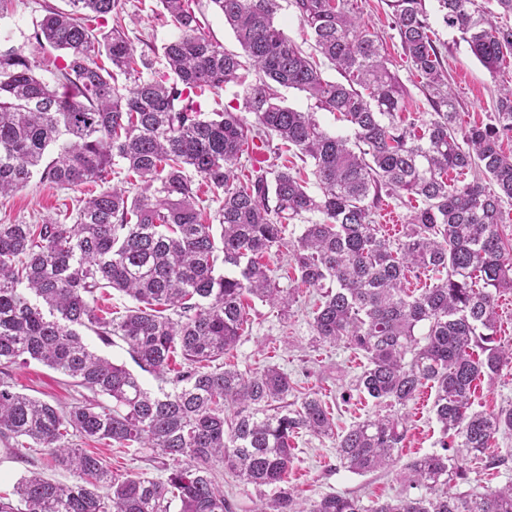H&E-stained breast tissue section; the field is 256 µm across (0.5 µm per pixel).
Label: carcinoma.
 <instances>
[{"label": "carcinoma", "instance_id": "carcinoma-1", "mask_svg": "<svg viewBox=\"0 0 512 512\" xmlns=\"http://www.w3.org/2000/svg\"><path fill=\"white\" fill-rule=\"evenodd\" d=\"M67 2L33 35L39 48L63 52L42 62L50 77L36 74L21 51L0 49V197L36 175L68 190L104 183L121 162L140 186L101 188L73 224H0V442L12 455L39 448L76 478L23 476L12 496L0 495V512H233L219 465L246 484L278 488L255 512H512V483L449 492L466 479V461L512 432V407L472 410L477 382L512 364V348L496 341V297L512 288V233L501 221L502 202L512 200V78L502 82L490 123L458 127L425 0H388L391 29L433 110L426 139H416L396 120L407 91L359 20L358 0H293L315 52L340 81L324 78L314 55L277 25V0H209L245 63L203 31L195 0H160L177 31L161 47V77L122 26L106 28L123 0ZM436 2L442 22L497 77L512 57V26L474 0ZM119 74L129 88L120 89ZM231 82L244 88L242 107L203 111L198 98ZM279 87L339 113L352 136L324 131L314 113L286 105ZM271 138L310 161L317 191L286 164L270 180L240 181L250 142ZM466 169L481 178L448 182V171ZM195 175L222 195L218 239L202 217ZM403 192L424 207L392 240L380 233L377 210L383 197ZM303 216L301 233L287 237ZM281 251L296 288L321 291L310 321L315 339L363 352L368 366L355 389L389 412L338 433L317 394L288 400L296 387L278 368L245 375L220 363L242 336L246 297L283 306L294 299L295 288L278 287L261 262ZM410 273L430 285L408 291ZM104 288L135 306L112 316L99 306ZM85 331L106 346L121 339L135 364L170 388H145L91 349ZM32 360L93 398L49 402L17 391L9 368ZM426 386L435 389L443 453L405 464L404 479L429 495L366 506L327 494L305 507L280 487L302 431L336 437L337 457L353 473L396 463L408 432L403 409ZM87 442L145 449L179 466L165 479L117 476L98 452L79 447Z\"/></svg>", "mask_w": 512, "mask_h": 512}]
</instances>
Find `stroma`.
Listing matches in <instances>:
<instances>
[{
  "label": "stroma",
  "mask_w": 512,
  "mask_h": 512,
  "mask_svg": "<svg viewBox=\"0 0 512 512\" xmlns=\"http://www.w3.org/2000/svg\"><path fill=\"white\" fill-rule=\"evenodd\" d=\"M124 24L129 36L145 39L151 46L161 45L172 38L176 30L160 17L158 0H124ZM64 7V0H12L7 11L0 14V38L28 56L40 57L32 37L36 23L47 6ZM360 19L383 40V54L390 60L405 86L408 97L401 117L411 124L415 133H422L432 110L418 87L419 78L402 55L398 37L390 27V11L386 0H359ZM437 43L448 68V90L460 112L461 126L488 123L498 98L497 85L488 70L472 55L461 33L433 20ZM83 190H65L32 179L22 192L0 198V224H42L56 219L68 223L74 214L76 201ZM319 298L312 288L299 291L288 311L271 307L260 300L249 299L247 326L229 363L245 374L274 366L288 373L298 391L318 393L330 405L337 429L348 428L378 412L375 401L364 394L350 393L354 379L367 366L360 351L345 345L315 344L310 326L311 310ZM17 391L46 400L65 403L81 398V388L70 386L65 376L37 362L11 369ZM435 391L423 388L406 409L408 434L398 453L397 466L365 475L342 467L336 456V441L306 432L292 440L293 463L284 485L298 500L310 503L328 493H340L360 498L363 504L394 498L406 492L421 497L425 488H407L401 473L403 466L415 458L439 452L441 427L433 412ZM512 405V369L507 368L493 380L478 382L473 397V410L491 412ZM108 468L117 475L141 474L150 478L167 477L171 462L145 461L135 451L121 452L99 446ZM488 456L502 458L501 466L484 468L478 461L469 464V479L457 485V492L496 489L512 483V433L500 434L492 440ZM32 471L65 483L74 477L67 471L47 466L42 451L12 458L0 446V491L11 492L17 479Z\"/></svg>",
  "instance_id": "stroma-1"
}]
</instances>
